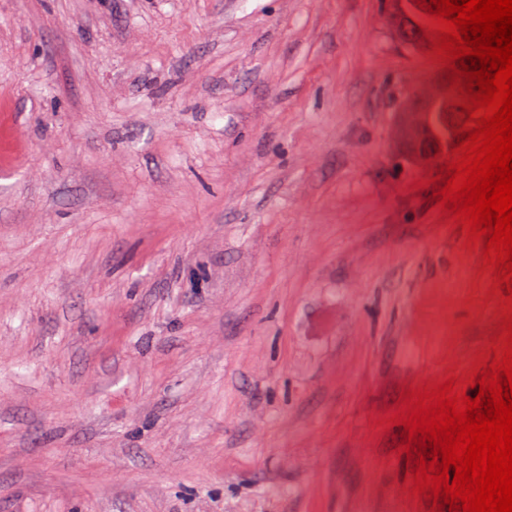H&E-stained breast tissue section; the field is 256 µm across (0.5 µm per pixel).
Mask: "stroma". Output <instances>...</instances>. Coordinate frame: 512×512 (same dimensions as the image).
Masks as SVG:
<instances>
[{"instance_id": "obj_1", "label": "stroma", "mask_w": 512, "mask_h": 512, "mask_svg": "<svg viewBox=\"0 0 512 512\" xmlns=\"http://www.w3.org/2000/svg\"><path fill=\"white\" fill-rule=\"evenodd\" d=\"M390 13L0 0V512H428L377 422L501 297ZM436 83L448 87L446 92L436 93L430 97H417L425 100V104L422 109L417 110L412 103L411 112H405L402 117L403 135L406 146L412 158L419 161H426V159H434L435 149L438 147L434 144H441V153L448 150L452 143H457V136L453 132V129H460L464 123V119L459 116L458 121L454 122L448 118V113L451 110L456 109L461 111L460 107L454 108V104L465 103L461 102V99H450L448 98L449 81H446L445 72L442 71L436 78ZM449 102H453V105H449ZM450 122L454 123V126L450 125ZM457 123H461V126H457ZM423 139L430 140L432 142L423 143L422 147L425 151L433 154L423 153L418 151L415 146Z\"/></svg>"}]
</instances>
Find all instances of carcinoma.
Segmentation results:
<instances>
[{"mask_svg": "<svg viewBox=\"0 0 512 512\" xmlns=\"http://www.w3.org/2000/svg\"><path fill=\"white\" fill-rule=\"evenodd\" d=\"M394 17L398 21V32L402 45L408 49L427 44L422 28L430 25L426 12L418 8L417 0H394ZM448 93H437L425 98L422 109L411 108L402 117L403 135L412 158L424 161L433 159L434 155L416 149V144L427 139L448 150L457 142V136L450 125L448 113L454 109L450 105Z\"/></svg>", "mask_w": 512, "mask_h": 512, "instance_id": "obj_1", "label": "carcinoma"}]
</instances>
